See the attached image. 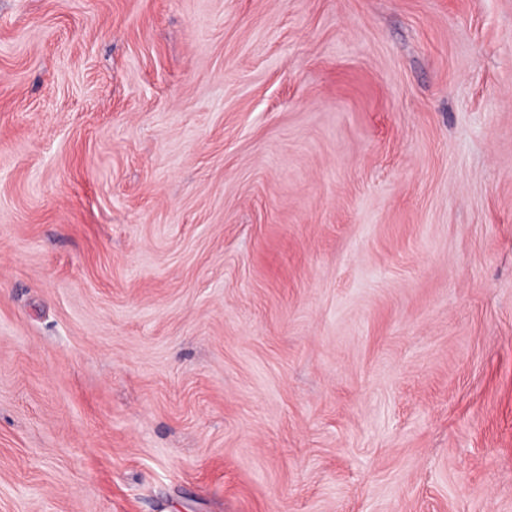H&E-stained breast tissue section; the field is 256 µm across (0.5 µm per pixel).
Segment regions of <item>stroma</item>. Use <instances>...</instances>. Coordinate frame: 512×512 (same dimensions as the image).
<instances>
[{"mask_svg": "<svg viewBox=\"0 0 512 512\" xmlns=\"http://www.w3.org/2000/svg\"><path fill=\"white\" fill-rule=\"evenodd\" d=\"M0 512H512V0H0Z\"/></svg>", "mask_w": 512, "mask_h": 512, "instance_id": "1", "label": "stroma"}]
</instances>
